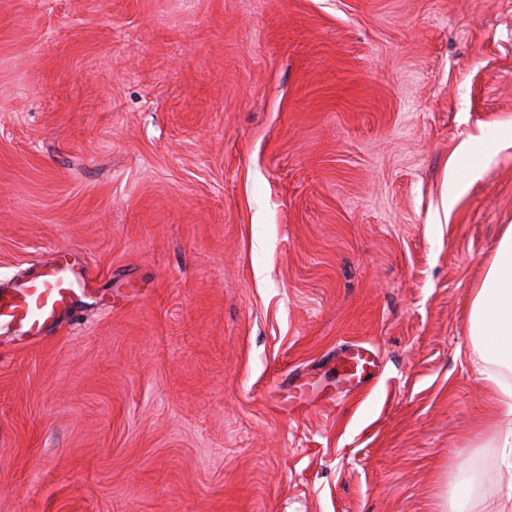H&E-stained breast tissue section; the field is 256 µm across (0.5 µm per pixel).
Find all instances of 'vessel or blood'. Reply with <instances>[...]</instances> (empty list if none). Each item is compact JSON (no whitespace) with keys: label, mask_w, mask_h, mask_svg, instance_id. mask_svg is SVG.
Here are the masks:
<instances>
[{"label":"vessel or blood","mask_w":512,"mask_h":512,"mask_svg":"<svg viewBox=\"0 0 512 512\" xmlns=\"http://www.w3.org/2000/svg\"><path fill=\"white\" fill-rule=\"evenodd\" d=\"M96 283L74 252L58 250L29 275L0 284V337L19 344L34 342L61 324ZM345 380L363 386L380 368L378 353L354 344L338 357Z\"/></svg>","instance_id":"1"}]
</instances>
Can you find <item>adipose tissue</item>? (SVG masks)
<instances>
[{"label":"adipose tissue","instance_id":"1","mask_svg":"<svg viewBox=\"0 0 512 512\" xmlns=\"http://www.w3.org/2000/svg\"><path fill=\"white\" fill-rule=\"evenodd\" d=\"M470 320L474 346L481 359L512 370V224L503 229L473 299Z\"/></svg>","mask_w":512,"mask_h":512}]
</instances>
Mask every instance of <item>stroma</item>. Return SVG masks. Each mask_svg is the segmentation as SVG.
Masks as SVG:
<instances>
[{
  "instance_id": "1",
  "label": "stroma",
  "mask_w": 512,
  "mask_h": 512,
  "mask_svg": "<svg viewBox=\"0 0 512 512\" xmlns=\"http://www.w3.org/2000/svg\"><path fill=\"white\" fill-rule=\"evenodd\" d=\"M506 224L512 0H0V281L138 284L0 340V512H496ZM470 320L474 346L483 361L512 370V224H506L496 252L473 299ZM508 338L493 347L489 340ZM338 365L345 380L358 387L375 378L380 368V358L378 353L371 349L354 344L342 350L338 357Z\"/></svg>"
}]
</instances>
